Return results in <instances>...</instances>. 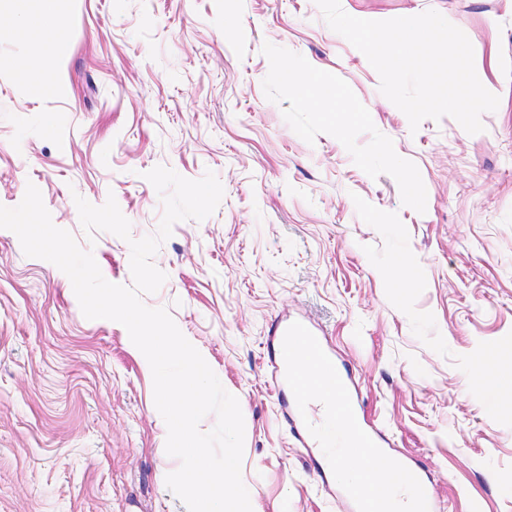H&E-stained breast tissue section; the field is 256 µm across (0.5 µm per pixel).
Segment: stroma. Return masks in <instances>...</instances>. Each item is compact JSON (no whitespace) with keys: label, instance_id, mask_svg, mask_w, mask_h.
Returning <instances> with one entry per match:
<instances>
[{"label":"stroma","instance_id":"obj_1","mask_svg":"<svg viewBox=\"0 0 512 512\" xmlns=\"http://www.w3.org/2000/svg\"><path fill=\"white\" fill-rule=\"evenodd\" d=\"M386 20L432 9L469 38L500 98L468 134L411 129L315 0H59L32 53L0 0V205L34 184L53 223L132 286L128 241L87 237L74 202L115 197L140 239L163 208L143 174L214 172L224 195L153 257L167 308L236 396L252 512H349L293 397L276 390L278 320L298 318L350 372L388 456L429 477L440 512H512V0H341ZM325 78L324 112L278 63ZM418 189L409 195L407 176ZM406 256L412 287L387 272ZM493 350L494 384L471 386ZM149 366L126 328L87 319L68 276L0 229V512H188L166 485Z\"/></svg>","mask_w":512,"mask_h":512}]
</instances>
